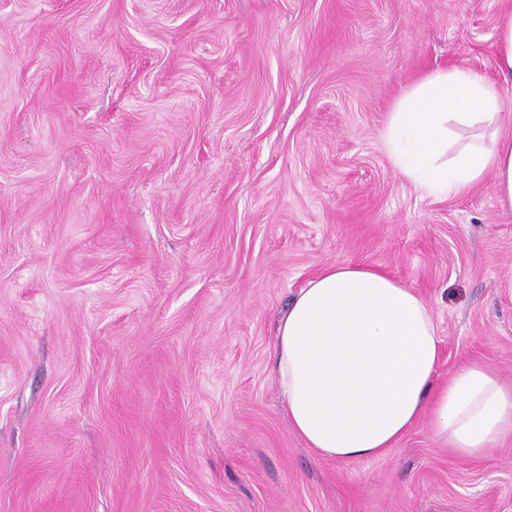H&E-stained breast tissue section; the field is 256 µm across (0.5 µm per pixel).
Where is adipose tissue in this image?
<instances>
[{
	"mask_svg": "<svg viewBox=\"0 0 512 512\" xmlns=\"http://www.w3.org/2000/svg\"><path fill=\"white\" fill-rule=\"evenodd\" d=\"M503 106L500 88L483 72L433 70L389 112L387 156L438 197L493 177L498 209L511 214L512 136L501 131ZM273 352L289 425L321 457H379L424 417L462 459L481 458L512 437V378L477 360L439 377L432 308L382 268L323 267L278 318Z\"/></svg>",
	"mask_w": 512,
	"mask_h": 512,
	"instance_id": "ef3b65f1",
	"label": "adipose tissue"
}]
</instances>
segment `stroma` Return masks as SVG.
<instances>
[{
  "label": "stroma",
  "instance_id": "obj_1",
  "mask_svg": "<svg viewBox=\"0 0 512 512\" xmlns=\"http://www.w3.org/2000/svg\"><path fill=\"white\" fill-rule=\"evenodd\" d=\"M512 0H0V512H512V439L419 423L328 460L283 413L274 327L321 267L382 266L441 373L512 376V214L424 193L393 102L512 78ZM496 51L502 73H512V11L501 15L497 28Z\"/></svg>",
  "mask_w": 512,
  "mask_h": 512
}]
</instances>
